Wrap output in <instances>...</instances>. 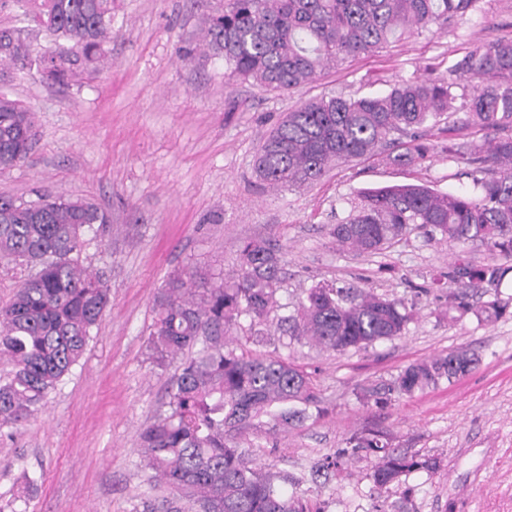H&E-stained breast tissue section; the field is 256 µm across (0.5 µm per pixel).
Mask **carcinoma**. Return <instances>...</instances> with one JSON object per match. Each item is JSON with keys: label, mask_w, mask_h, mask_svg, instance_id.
I'll return each instance as SVG.
<instances>
[{"label": "carcinoma", "mask_w": 512, "mask_h": 512, "mask_svg": "<svg viewBox=\"0 0 512 512\" xmlns=\"http://www.w3.org/2000/svg\"><path fill=\"white\" fill-rule=\"evenodd\" d=\"M480 0H224L204 15L202 41L224 59L230 74L267 91H288L312 81L349 57L390 41L420 35L472 14ZM49 36L55 49L33 57L21 30L0 28V77L6 69L36 68L65 83L74 68L105 56L112 31V0H0ZM475 79L489 83L467 92ZM467 109L462 125L499 132L488 143L448 139L444 151L465 159L473 188L441 193L422 185L367 189L348 217L333 229L336 242L360 252H379L409 224L432 239L471 242L489 260L448 267V306L458 320L468 313L496 320L512 302L500 288L512 277V40L478 47L448 75L404 83L358 98L330 95L303 102L263 139L257 177L272 189L319 180L331 167L356 159L401 166L427 157L423 128L431 119ZM37 136L35 114L0 94V169L27 159ZM110 216L84 199L40 195L19 201L0 195V265L29 268L10 302L0 306V355L14 365L0 382V425L36 414L47 394L80 362L91 333L110 303V289L83 264L82 255L104 234ZM280 250L250 239L237 269L209 279L183 269L154 299L148 358L160 367L178 355L169 412L139 434L140 463L153 490L162 489L152 512H321L306 492L279 472L246 461L236 435L267 418L284 427L308 417L318 400L309 375L279 353L261 358L236 354L230 336L243 316L251 325L276 326L289 338L344 352L402 335L414 320L416 300L390 298L354 285H316L293 311L277 299ZM490 294L480 306L470 290ZM479 356L466 349L409 364L391 381L364 390L362 400L384 405L392 395L411 397L469 374ZM366 461L372 490L399 483L414 472L431 475L435 458L401 453L389 439L362 430L346 447L316 464L319 476L338 474ZM291 483V489L285 484ZM409 498L376 501L372 512H412Z\"/></svg>", "instance_id": "1"}]
</instances>
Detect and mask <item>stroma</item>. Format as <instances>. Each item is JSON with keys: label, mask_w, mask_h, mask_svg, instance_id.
Wrapping results in <instances>:
<instances>
[{"label": "stroma", "mask_w": 512, "mask_h": 512, "mask_svg": "<svg viewBox=\"0 0 512 512\" xmlns=\"http://www.w3.org/2000/svg\"><path fill=\"white\" fill-rule=\"evenodd\" d=\"M219 5L112 0V39L98 68L70 84L34 75L5 89L33 110L38 140L23 163L0 170V194L85 198L105 209L110 228L85 256L111 302L79 365L42 410L0 426V512H147L139 433L167 411L177 371L147 354L154 296L190 266L214 277L234 270L249 239L286 253L280 303L318 284L419 299L414 322L393 339L344 353L283 349L310 375L322 411L286 430L244 429L239 442L254 464L300 478L325 512H369L363 463L321 485L311 470L372 428L399 451L441 460L437 473H413L380 499L410 496L415 512H512V315L451 321L442 301L419 294L457 256L481 265L487 253L430 239L417 224L377 253L342 248L332 235L364 190L470 188L464 163L443 151L442 124H429L433 149L409 165L354 160L289 190L262 187L254 173L260 145L284 113L322 95L359 97L447 73L476 47L512 39V0H482L479 12L437 32L385 44L284 92L229 77L223 60L179 57V47L198 40L202 14ZM461 347L475 350L480 363L453 384L384 406L358 401L361 387ZM26 472L38 478L29 492Z\"/></svg>", "instance_id": "obj_1"}]
</instances>
